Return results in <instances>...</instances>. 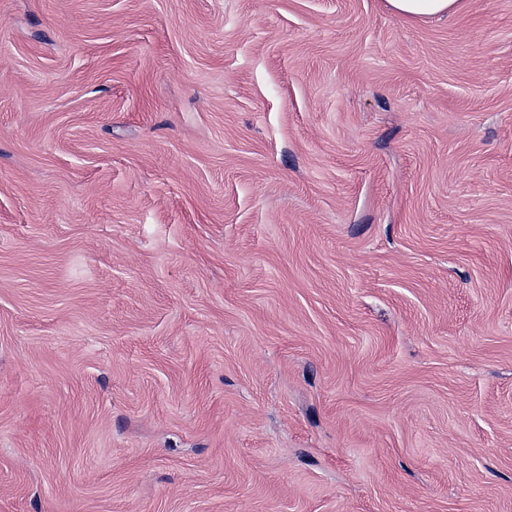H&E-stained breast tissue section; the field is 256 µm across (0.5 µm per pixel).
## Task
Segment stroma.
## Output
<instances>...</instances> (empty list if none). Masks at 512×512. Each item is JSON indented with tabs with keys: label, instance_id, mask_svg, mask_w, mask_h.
Returning a JSON list of instances; mask_svg holds the SVG:
<instances>
[{
	"label": "stroma",
	"instance_id": "35a3bbf8",
	"mask_svg": "<svg viewBox=\"0 0 512 512\" xmlns=\"http://www.w3.org/2000/svg\"><path fill=\"white\" fill-rule=\"evenodd\" d=\"M0 0V512H512V0ZM462 0H387L391 11L399 18L422 22L433 16L456 13Z\"/></svg>",
	"mask_w": 512,
	"mask_h": 512
}]
</instances>
